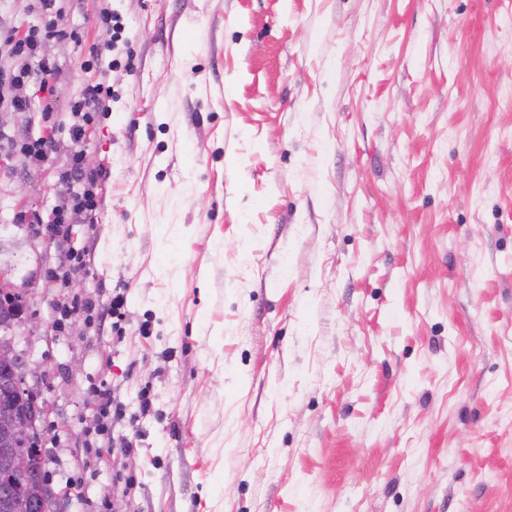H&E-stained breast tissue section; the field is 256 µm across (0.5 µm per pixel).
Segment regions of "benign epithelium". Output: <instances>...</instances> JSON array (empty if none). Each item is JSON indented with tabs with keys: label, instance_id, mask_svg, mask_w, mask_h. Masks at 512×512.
Returning <instances> with one entry per match:
<instances>
[{
	"label": "benign epithelium",
	"instance_id": "benign-epithelium-1",
	"mask_svg": "<svg viewBox=\"0 0 512 512\" xmlns=\"http://www.w3.org/2000/svg\"><path fill=\"white\" fill-rule=\"evenodd\" d=\"M30 309L25 291L12 281L9 269L0 264V299ZM0 364L11 373V381L0 387V455L8 460V474L0 482V509L8 512L16 496L34 488L42 493L43 485L33 477H43L46 460L42 453L31 454L29 448L40 439L45 406L40 394L28 382L25 352L16 346L15 337H0Z\"/></svg>",
	"mask_w": 512,
	"mask_h": 512
}]
</instances>
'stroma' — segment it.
<instances>
[{"instance_id": "obj_1", "label": "stroma", "mask_w": 512, "mask_h": 512, "mask_svg": "<svg viewBox=\"0 0 512 512\" xmlns=\"http://www.w3.org/2000/svg\"><path fill=\"white\" fill-rule=\"evenodd\" d=\"M54 8L63 37L25 61L5 37L40 4L0 0V93L30 104L0 125V259L71 512H111L106 487L129 512H512V0ZM109 42L71 278L44 222L75 147H22ZM42 58L48 85H11ZM118 295V331L62 314ZM104 384L133 443L110 462ZM7 297L10 301L18 302L21 306L22 313L27 314L26 311L30 309V303L27 298L25 291L22 288L16 286V284L11 279V274L9 269L3 267L2 262L0 264V299H4ZM25 321H28L27 315L25 317Z\"/></svg>"}]
</instances>
